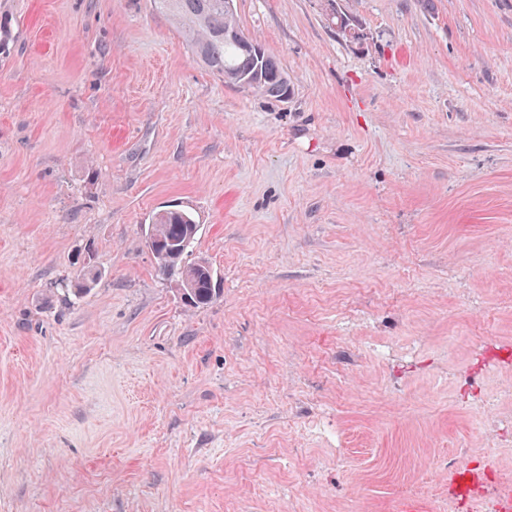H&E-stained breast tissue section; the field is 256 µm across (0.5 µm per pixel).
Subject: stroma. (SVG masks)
Wrapping results in <instances>:
<instances>
[{
	"instance_id": "obj_1",
	"label": "stroma",
	"mask_w": 512,
	"mask_h": 512,
	"mask_svg": "<svg viewBox=\"0 0 512 512\" xmlns=\"http://www.w3.org/2000/svg\"><path fill=\"white\" fill-rule=\"evenodd\" d=\"M234 7L287 100L153 0H0V512H448L480 396L512 418V0H336L358 45ZM174 203L201 308L147 245ZM196 223L193 213L185 209L171 208L154 213L151 217L150 224H154V236L160 246V252L169 249L173 245L179 244L186 234H188V229L191 224ZM191 227L193 231H196V226L192 225ZM197 233L198 230L194 234L181 259L170 270L164 269L159 259L156 260L157 269L162 278L164 280H170L176 277L177 279H175V281L184 296V300L187 302V305L193 308L210 303L216 295L214 284L212 288H210L207 279L197 278L193 275L195 262L186 263L185 261L188 254L192 255L194 252ZM189 277H191L193 281V288H191V284L188 288H182L185 280Z\"/></svg>"
}]
</instances>
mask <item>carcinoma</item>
Returning a JSON list of instances; mask_svg holds the SVG:
<instances>
[{"label":"carcinoma","instance_id":"obj_1","mask_svg":"<svg viewBox=\"0 0 512 512\" xmlns=\"http://www.w3.org/2000/svg\"><path fill=\"white\" fill-rule=\"evenodd\" d=\"M327 2L328 20L343 31L350 42H361V34L351 27L347 16L338 12L335 0ZM154 3L179 25L196 58L223 76L224 81L265 97L277 100L288 97V75L275 58L260 46L246 52L239 42L224 36L226 32H235L246 38L234 10L225 8L224 0H154ZM151 223L160 250L165 251L180 243L196 220L188 210L171 208L154 213ZM157 269L163 279H176L184 300L193 308L210 303L216 295V288L209 286L208 280L195 277L193 264L183 258L169 270L160 263ZM94 278L95 274L81 270L65 284V291L81 294ZM189 278L193 287L186 288L184 282Z\"/></svg>","mask_w":512,"mask_h":512}]
</instances>
